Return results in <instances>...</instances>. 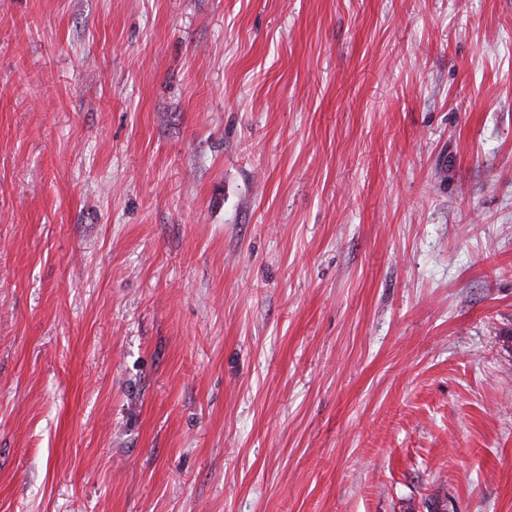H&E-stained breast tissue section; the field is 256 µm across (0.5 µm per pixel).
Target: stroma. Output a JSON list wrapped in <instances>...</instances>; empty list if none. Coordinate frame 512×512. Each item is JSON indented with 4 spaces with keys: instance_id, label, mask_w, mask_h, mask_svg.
Returning a JSON list of instances; mask_svg holds the SVG:
<instances>
[{
    "instance_id": "35a3bbf8",
    "label": "stroma",
    "mask_w": 512,
    "mask_h": 512,
    "mask_svg": "<svg viewBox=\"0 0 512 512\" xmlns=\"http://www.w3.org/2000/svg\"><path fill=\"white\" fill-rule=\"evenodd\" d=\"M512 512V0H0V512Z\"/></svg>"
}]
</instances>
